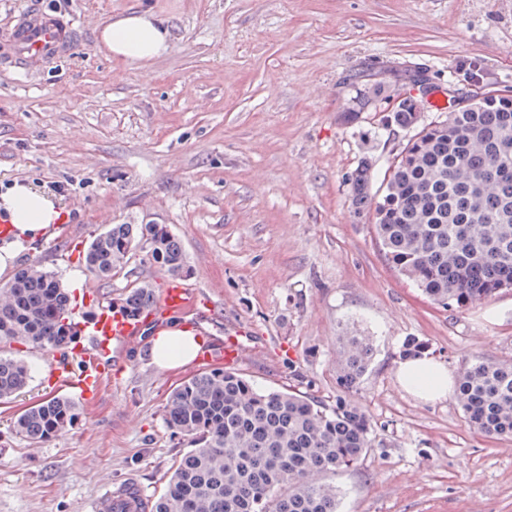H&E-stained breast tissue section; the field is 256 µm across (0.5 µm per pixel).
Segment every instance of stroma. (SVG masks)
I'll return each mask as SVG.
<instances>
[{"mask_svg":"<svg viewBox=\"0 0 512 512\" xmlns=\"http://www.w3.org/2000/svg\"><path fill=\"white\" fill-rule=\"evenodd\" d=\"M148 8L171 27L149 67L117 66L97 44L100 20ZM42 9L80 28L70 53L20 73L0 67V193L29 183L66 216L63 234L90 241L109 224H165L182 242L187 284L215 301L197 333L213 344L247 331L236 370L262 388L332 405L339 338L369 337L374 354L351 393L373 446L338 476L340 512H512V438L471 431L455 397L427 403L395 369L413 338L458 373L477 356L512 360V289L465 309L442 308L389 265L350 178L387 162L410 137L377 112L347 124L360 93L396 69L424 70L438 94L478 78L512 90V0H0V37ZM38 262L83 292L81 265L50 245ZM165 271L137 254L103 296ZM150 334L120 346L121 373L51 442L16 436L15 417L51 398V354L1 350L31 368L0 402V512H90L103 488L136 478L159 496L186 441L165 423L167 395L195 374L148 354Z\"/></svg>","mask_w":512,"mask_h":512,"instance_id":"35a3bbf8","label":"stroma"}]
</instances>
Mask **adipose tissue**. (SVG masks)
<instances>
[{
  "mask_svg": "<svg viewBox=\"0 0 512 512\" xmlns=\"http://www.w3.org/2000/svg\"><path fill=\"white\" fill-rule=\"evenodd\" d=\"M98 40L119 65H147L170 49V29L165 20L147 11L135 10L110 17L97 28ZM0 215L8 219L11 239L0 242V274L12 268L17 256L46 228L62 223L64 217L43 191L24 183L14 184L0 194ZM199 339L177 325H170L153 337L149 354L163 367L174 362H188L196 354ZM396 376L401 387L425 402L447 398L454 386L447 367L427 354L408 356L397 364Z\"/></svg>",
  "mask_w": 512,
  "mask_h": 512,
  "instance_id": "1",
  "label": "adipose tissue"
}]
</instances>
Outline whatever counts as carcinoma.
Returning a JSON list of instances; mask_svg holds the SVG:
<instances>
[{
  "label": "carcinoma",
  "mask_w": 512,
  "mask_h": 512,
  "mask_svg": "<svg viewBox=\"0 0 512 512\" xmlns=\"http://www.w3.org/2000/svg\"><path fill=\"white\" fill-rule=\"evenodd\" d=\"M385 112L386 126L418 123L417 100L390 105L385 89L353 101L343 119ZM356 211H373L385 256L430 301L468 308L512 288V92L486 94L474 107L418 129L369 192L368 168L352 181ZM138 250L173 276L187 273L183 246L165 224H109L84 251L87 276L112 273ZM143 284L118 299L122 310L151 302ZM77 313L58 275L30 265L0 285V343L55 351L77 335ZM372 348L342 337L336 403L292 390L259 389L239 373L212 367L176 385L165 422L191 449L176 463L152 512H339L336 476L372 448L367 412L346 398L368 370ZM29 381L25 361L0 355V400ZM455 399L468 424L488 436H512V363L483 358L461 367ZM64 397L37 402L12 431L47 443L74 422Z\"/></svg>",
  "instance_id": "carcinoma-1"
}]
</instances>
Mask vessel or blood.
<instances>
[{"label": "vessel or blood", "mask_w": 512, "mask_h": 512, "mask_svg": "<svg viewBox=\"0 0 512 512\" xmlns=\"http://www.w3.org/2000/svg\"><path fill=\"white\" fill-rule=\"evenodd\" d=\"M75 40L72 23L40 11L27 13L19 16L0 40V65L27 70L36 62L51 63L69 54ZM85 292L92 315L82 322L79 340L55 352L46 383L50 388L70 391L86 403L99 400L115 379L116 346L136 339L150 327L160 326L165 318L178 314L199 316L215 309L212 300L177 278L166 279L156 301L133 315L113 309L93 284H86ZM247 351L244 341L234 332L225 337L223 346H203L196 367L201 370L219 362L233 366L244 359ZM152 505L141 486L123 482L104 489L91 512H150Z\"/></svg>", "instance_id": "b4317fda"}]
</instances>
